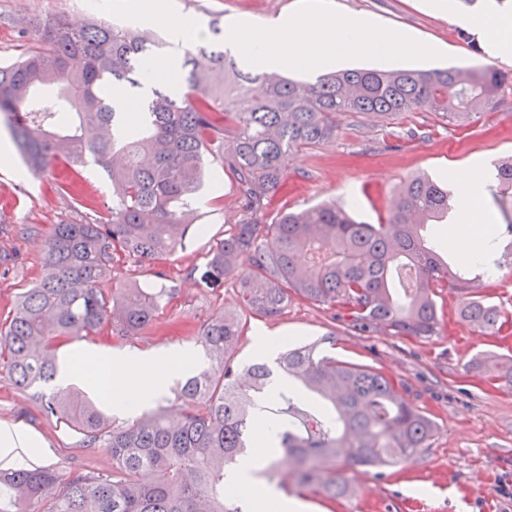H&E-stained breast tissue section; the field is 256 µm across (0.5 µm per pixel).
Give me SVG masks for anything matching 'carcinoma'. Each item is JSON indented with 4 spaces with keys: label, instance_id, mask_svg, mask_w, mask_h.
<instances>
[{
    "label": "carcinoma",
    "instance_id": "1",
    "mask_svg": "<svg viewBox=\"0 0 512 512\" xmlns=\"http://www.w3.org/2000/svg\"><path fill=\"white\" fill-rule=\"evenodd\" d=\"M35 27L42 46L0 64V124L30 172L61 159L100 168L112 181V205L95 222L54 226L40 279L0 326V354L16 386L52 381L61 341L106 325L121 337L150 325L169 290L110 292L101 285L117 258L155 262L182 245L209 157L234 184L246 216L211 248L203 276L220 280L246 267L239 296L252 314L276 318L299 297L339 306L361 328L429 339L440 335L438 290L449 288L462 300V318L502 333V312L473 295L471 284L512 259V162L496 167L493 206L503 223L470 265L451 264L449 245L432 232L448 223L453 194L427 175L400 188L379 224L356 220L336 202L266 217L288 158L330 138L341 117L424 111L458 121L485 111L497 95L504 77L494 68L353 69L306 82L242 69L224 51L198 44L179 64L186 91L151 89L131 125L106 88L141 86L159 43L146 31L107 22L75 27L64 18L39 19ZM217 70L227 74L222 86L212 81ZM268 237L276 242L272 251L264 246ZM245 326L224 313L203 329L210 367L189 370L174 390L184 406L176 425L159 408L116 426L77 392L40 393L43 411L80 434L85 447L102 442L110 449L112 474L1 470L0 512H201L202 505L206 512H244V496L226 494L224 479L249 456L251 416L274 377L264 362L234 367ZM328 344L336 337L282 346L279 370L317 403L280 389L284 411L270 432L294 459L296 488L334 500L348 492L336 467L398 466L429 446L436 424L408 398L404 382L338 359ZM471 367L512 388L511 357L483 352Z\"/></svg>",
    "mask_w": 512,
    "mask_h": 512
}]
</instances>
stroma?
I'll use <instances>...</instances> for the list:
<instances>
[{
	"mask_svg": "<svg viewBox=\"0 0 512 512\" xmlns=\"http://www.w3.org/2000/svg\"><path fill=\"white\" fill-rule=\"evenodd\" d=\"M342 10L361 11L392 33L410 35L414 44L436 43L441 56L410 58L408 68L488 65L506 80L487 112L454 123L430 112L399 116L351 114L340 121L324 143L300 149L288 164V175L272 199L271 211L298 210L338 201L355 208L357 219L375 224L386 218L392 196L408 177L427 173L452 182L455 171L482 160L512 156V59L487 57L481 41L458 25L462 16L498 18L496 0H339ZM134 0H0V63L38 47L32 24L46 16L74 23L91 20L124 22ZM191 19L219 20L221 28L251 19L272 18L294 10L299 0H176ZM0 165V324L9 321L23 289L32 287L44 265L54 224L88 222L112 202V184L100 169L85 168L75 189H66L60 167L38 176H21L24 163L12 153ZM93 197L97 210L81 207L79 197ZM201 232H190L182 247L166 260L116 263L109 288L135 285L169 288L150 326L134 336L118 338L110 330L82 336L57 357L80 356L83 348L112 353H151L170 357L201 354L199 337L224 310L241 311L242 275L209 285L201 274L212 245L243 216L231 184L213 189L204 181L192 202ZM440 335L427 340L361 330L334 308L301 299L289 302L274 319L248 316L247 330L234 353L235 365L272 355L271 341L311 342L333 334L337 358L379 368L405 381L410 399L436 423L428 448L413 460L385 471L343 468L347 496L331 501L305 494L304 512H512V389L470 370L480 352L500 349L512 355V337L496 341L483 332L460 336V300L450 289L437 299ZM0 425H22L36 433L38 447L20 459H0V470L44 466L60 475L91 471L108 474L112 456L104 447L86 448L81 437L47 416L32 393L19 389L0 369Z\"/></svg>",
	"mask_w": 512,
	"mask_h": 512,
	"instance_id": "obj_1",
	"label": "stroma"
}]
</instances>
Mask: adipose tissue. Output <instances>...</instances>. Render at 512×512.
<instances>
[{"label":"adipose tissue","instance_id":"ef3b65f1","mask_svg":"<svg viewBox=\"0 0 512 512\" xmlns=\"http://www.w3.org/2000/svg\"><path fill=\"white\" fill-rule=\"evenodd\" d=\"M163 19L169 38L166 55L150 59L142 91H149L158 73L170 70L174 60L187 47L191 34L199 32L198 22L177 14L171 0H143L133 19L143 22ZM408 35H391L359 13L338 14L325 0L304 7L298 13L252 27L234 31L225 41L226 47L249 63L281 71L322 72L362 55L383 66H397L404 60L403 48L410 43ZM192 355L180 356L177 365L157 368L152 358L132 359L111 356L101 359L97 349H89L87 361L64 359L60 363L59 380L112 390V409L119 414L137 411L157 398L168 379L180 374L193 363Z\"/></svg>","mask_w":512,"mask_h":512}]
</instances>
